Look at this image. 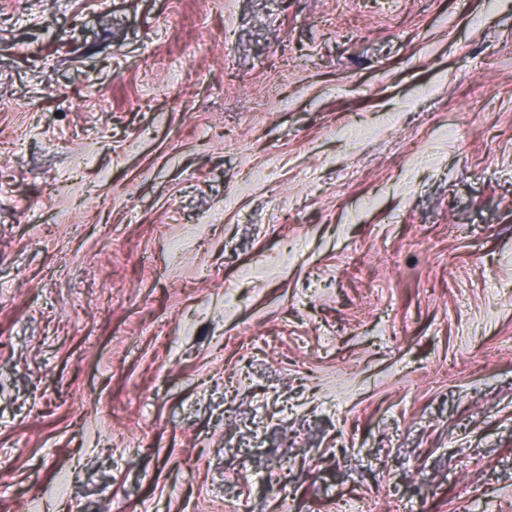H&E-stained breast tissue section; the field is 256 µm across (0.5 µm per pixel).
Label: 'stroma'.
Here are the masks:
<instances>
[{
    "label": "stroma",
    "instance_id": "obj_1",
    "mask_svg": "<svg viewBox=\"0 0 512 512\" xmlns=\"http://www.w3.org/2000/svg\"><path fill=\"white\" fill-rule=\"evenodd\" d=\"M0 512H512V0H0Z\"/></svg>",
    "mask_w": 512,
    "mask_h": 512
}]
</instances>
